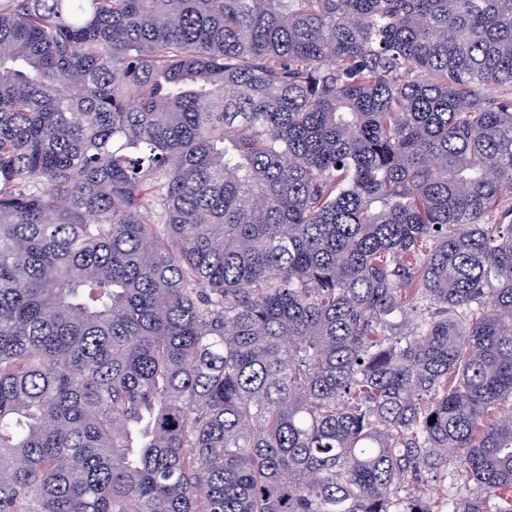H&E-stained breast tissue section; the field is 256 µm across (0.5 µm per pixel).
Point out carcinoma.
I'll return each mask as SVG.
<instances>
[{
	"label": "carcinoma",
	"instance_id": "carcinoma-1",
	"mask_svg": "<svg viewBox=\"0 0 512 512\" xmlns=\"http://www.w3.org/2000/svg\"><path fill=\"white\" fill-rule=\"evenodd\" d=\"M509 199L512 0H0V512H512ZM429 485L433 493L442 497L448 495L449 499H461L472 494L476 495L473 486L466 488L462 484L456 483L450 475H448V481L445 483L437 480L431 481Z\"/></svg>",
	"mask_w": 512,
	"mask_h": 512
}]
</instances>
